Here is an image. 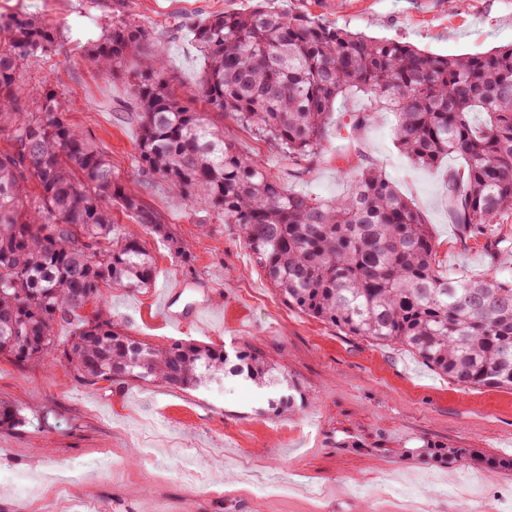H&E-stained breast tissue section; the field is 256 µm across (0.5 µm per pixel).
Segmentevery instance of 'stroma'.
<instances>
[{
	"instance_id": "1",
	"label": "stroma",
	"mask_w": 512,
	"mask_h": 512,
	"mask_svg": "<svg viewBox=\"0 0 512 512\" xmlns=\"http://www.w3.org/2000/svg\"><path fill=\"white\" fill-rule=\"evenodd\" d=\"M324 22L377 38L455 56L512 43V0H273ZM255 0H0V12L27 11L62 31L56 51L27 66L28 98L54 89L65 118L102 148L116 178L161 213L189 246L176 256L148 236L155 277L146 288H111L105 309L133 336L165 346L176 340L262 351L280 364L293 412L271 410V390L221 380L196 390L158 384L94 386L61 366H20L0 359V404L17 406L20 423L0 428V512H512V390L468 388L435 372L397 344L375 346L288 306L259 268L237 228L185 199L137 163L139 127L126 79L91 69L83 55L108 24H144L167 54L172 89L203 111L190 91L201 76L191 30L197 20L242 12ZM365 96L338 98L324 150L304 178L289 176L276 151L230 118L219 123L241 153L263 159L293 191L342 196L348 172L382 170L424 213L437 258L449 277L494 273L481 242L453 224L448 172L415 165L398 148L395 115L348 126ZM176 280L201 282L210 307L174 327L156 297ZM436 456L422 460L424 447ZM467 457L444 462L449 451Z\"/></svg>"
}]
</instances>
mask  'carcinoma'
<instances>
[{
    "instance_id": "cac0c4a2",
    "label": "carcinoma",
    "mask_w": 512,
    "mask_h": 512,
    "mask_svg": "<svg viewBox=\"0 0 512 512\" xmlns=\"http://www.w3.org/2000/svg\"><path fill=\"white\" fill-rule=\"evenodd\" d=\"M193 37L205 64L197 97L273 147L288 175L310 172L336 99L363 93L369 108L352 115L353 130L393 112L396 143L414 163L460 157L448 175L449 216L484 239L491 263L512 255L508 238L486 236L512 219V44L443 56L264 0L201 18ZM60 38L39 15L0 13V358L64 363L88 385L195 390L229 374L278 382L256 349L231 357L190 342L156 346L102 309L57 343L55 326L102 302L104 288L153 280L150 252L112 223L111 202L176 255L187 252L162 216L115 179L107 154L66 122L57 93L44 92L33 101L36 115L18 119L20 71ZM85 62L133 80L138 166L235 225L286 304L346 336L400 344L459 385L512 390V280L444 276L423 212L380 169H356L336 199L288 189L172 92L164 51L136 21L111 24Z\"/></svg>"
}]
</instances>
